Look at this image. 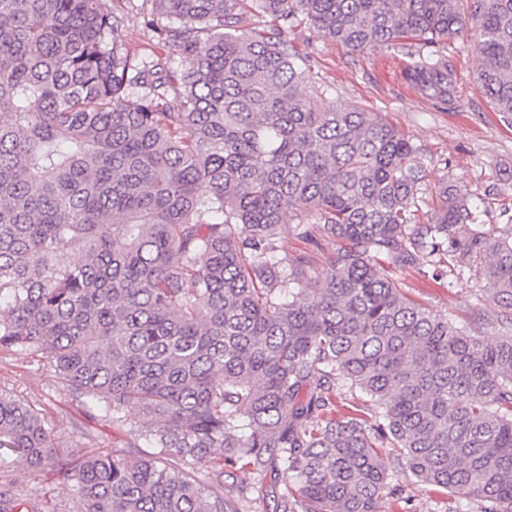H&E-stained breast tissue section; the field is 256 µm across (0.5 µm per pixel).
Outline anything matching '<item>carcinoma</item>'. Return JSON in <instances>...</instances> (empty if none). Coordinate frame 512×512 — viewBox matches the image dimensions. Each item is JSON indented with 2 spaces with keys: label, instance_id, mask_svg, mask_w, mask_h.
<instances>
[{
  "label": "carcinoma",
  "instance_id": "cac0c4a2",
  "mask_svg": "<svg viewBox=\"0 0 512 512\" xmlns=\"http://www.w3.org/2000/svg\"><path fill=\"white\" fill-rule=\"evenodd\" d=\"M140 11L166 53L131 54L108 0H0V351L41 352L114 426L137 407L158 449L60 465L67 512H379L401 495L381 448L457 502L512 512V229L490 237L484 198L454 179L427 193L419 149L380 113L312 108L291 39L304 26L352 51L405 49V79L452 111L445 42L471 28L478 83L512 126V0ZM251 13L272 24L245 26ZM286 218L314 251L341 243L322 271L277 256ZM441 263L477 269L495 343L388 270ZM342 390L373 422L336 418ZM12 456L37 470L56 448L0 389V464ZM237 471L253 482L224 485ZM0 512L45 507L11 480Z\"/></svg>",
  "mask_w": 512,
  "mask_h": 512
}]
</instances>
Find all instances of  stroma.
<instances>
[{
  "label": "stroma",
  "mask_w": 512,
  "mask_h": 512,
  "mask_svg": "<svg viewBox=\"0 0 512 512\" xmlns=\"http://www.w3.org/2000/svg\"><path fill=\"white\" fill-rule=\"evenodd\" d=\"M111 7L124 19L123 30L133 53L142 57L162 53V46L144 36L143 19L129 0H111ZM294 40L325 91L324 96H312L314 105H321L330 97L381 113L419 147L427 187L452 178L480 193L493 184L512 200V128L491 112L477 82L473 37L458 36L447 44L461 90L459 105L452 112L437 109L405 81L403 68L407 58L397 50L351 52L306 28L296 31ZM397 278L410 298L437 315L461 323L482 318L476 336L488 342L498 338L500 331L492 319L496 306L474 271L465 268L451 273L443 268L434 278L402 271ZM0 387L41 410L52 429L58 463L71 462L94 448L119 455L150 451L135 428L139 419L137 408H127L128 422L120 429L88 418L78 399L59 383L41 353H0ZM10 475L34 497L60 512L70 501L71 494L59 482L54 467H46L33 476L26 463L19 460ZM401 484L400 502L384 498L380 512H476V503H455L438 487L406 478Z\"/></svg>",
  "instance_id": "1"
}]
</instances>
